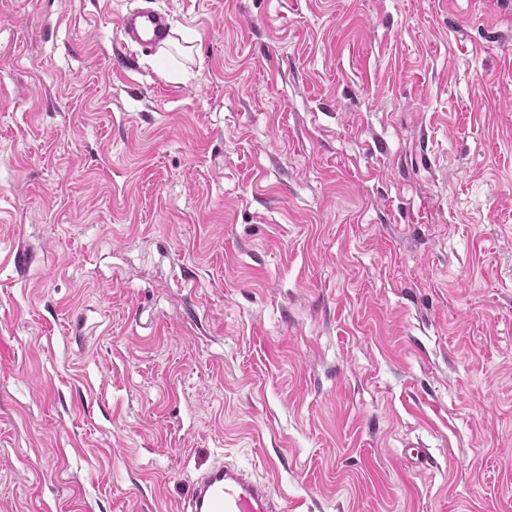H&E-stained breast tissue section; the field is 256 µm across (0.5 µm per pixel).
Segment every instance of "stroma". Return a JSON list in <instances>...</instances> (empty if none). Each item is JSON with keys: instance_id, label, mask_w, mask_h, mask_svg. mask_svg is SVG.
Wrapping results in <instances>:
<instances>
[{"instance_id": "stroma-1", "label": "stroma", "mask_w": 512, "mask_h": 512, "mask_svg": "<svg viewBox=\"0 0 512 512\" xmlns=\"http://www.w3.org/2000/svg\"><path fill=\"white\" fill-rule=\"evenodd\" d=\"M138 3L0 0V512H512V0ZM124 42H133L146 50L160 48L170 37L167 14L151 8L129 9L119 22ZM267 483L247 470L221 462L203 471L193 484L184 512H284Z\"/></svg>"}]
</instances>
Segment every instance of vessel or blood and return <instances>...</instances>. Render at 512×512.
<instances>
[{
    "label": "vessel or blood",
    "mask_w": 512,
    "mask_h": 512,
    "mask_svg": "<svg viewBox=\"0 0 512 512\" xmlns=\"http://www.w3.org/2000/svg\"><path fill=\"white\" fill-rule=\"evenodd\" d=\"M119 33L123 41L147 50L163 47L170 37L167 15L151 8L128 10L120 19ZM184 512H285V506L268 484L221 462L197 477Z\"/></svg>",
    "instance_id": "1"
}]
</instances>
